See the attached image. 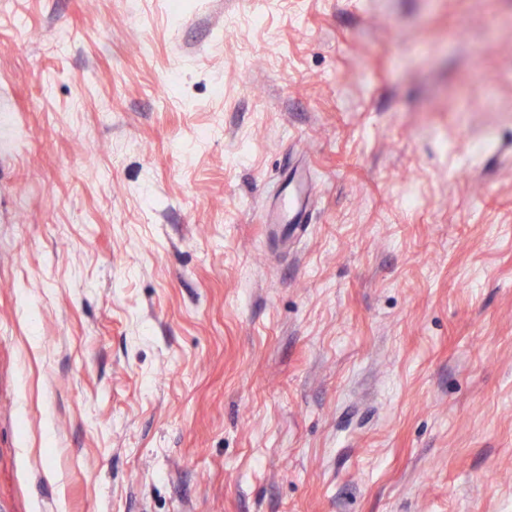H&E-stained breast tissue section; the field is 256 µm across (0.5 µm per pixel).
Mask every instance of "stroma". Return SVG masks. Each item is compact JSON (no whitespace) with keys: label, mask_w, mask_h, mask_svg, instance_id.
<instances>
[{"label":"stroma","mask_w":512,"mask_h":512,"mask_svg":"<svg viewBox=\"0 0 512 512\" xmlns=\"http://www.w3.org/2000/svg\"><path fill=\"white\" fill-rule=\"evenodd\" d=\"M0 512H512V0H0ZM295 184L278 205L268 208L263 224H306V215L312 202V184L308 181L306 163L296 166L290 176Z\"/></svg>","instance_id":"obj_1"}]
</instances>
